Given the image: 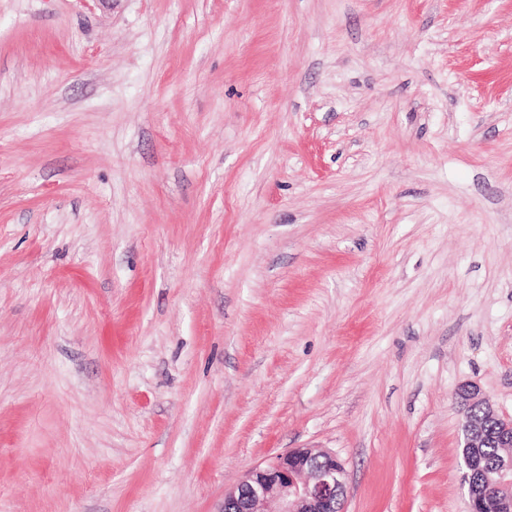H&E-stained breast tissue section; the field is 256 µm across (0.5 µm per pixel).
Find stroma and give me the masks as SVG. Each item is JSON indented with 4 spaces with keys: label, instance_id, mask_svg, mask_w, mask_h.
<instances>
[{
    "label": "stroma",
    "instance_id": "35a3bbf8",
    "mask_svg": "<svg viewBox=\"0 0 512 512\" xmlns=\"http://www.w3.org/2000/svg\"><path fill=\"white\" fill-rule=\"evenodd\" d=\"M512 418V0H0V512H466ZM455 400L462 409V429L464 433V446L462 448V457L469 460L476 459L475 466L487 472L495 470L501 463L506 454V448L512 451V420L506 421L500 418L493 408L487 403L481 394L480 388L476 383L466 382L457 388L455 392ZM480 404L482 415L474 416L470 412V408L474 404ZM489 436L495 440L499 448L492 444L490 437L483 444V448L479 446L480 441H474L480 438L478 434L484 437L486 431ZM469 445H472L469 448ZM346 470L333 452L294 448L249 469L224 512H344Z\"/></svg>",
    "mask_w": 512,
    "mask_h": 512
}]
</instances>
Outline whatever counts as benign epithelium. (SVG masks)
I'll use <instances>...</instances> for the list:
<instances>
[{
  "instance_id": "1",
  "label": "benign epithelium",
  "mask_w": 512,
  "mask_h": 512,
  "mask_svg": "<svg viewBox=\"0 0 512 512\" xmlns=\"http://www.w3.org/2000/svg\"><path fill=\"white\" fill-rule=\"evenodd\" d=\"M462 409L464 446L479 447L478 435L489 434L501 448L512 451V420L500 418L473 382L457 388ZM480 404L482 415L470 408ZM346 470L336 454L319 448H294L274 460L249 469L235 488L224 494V512H344ZM470 512L491 485L467 478Z\"/></svg>"
}]
</instances>
